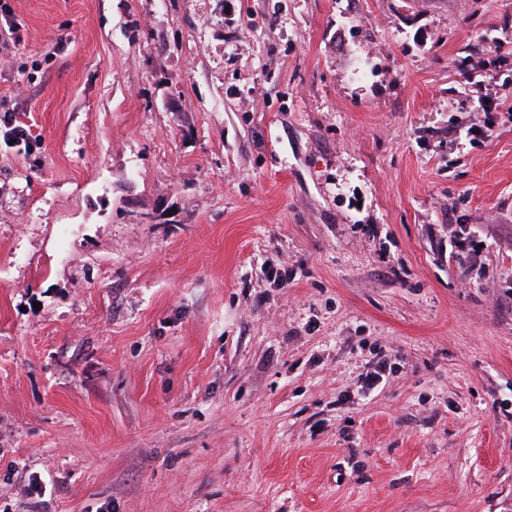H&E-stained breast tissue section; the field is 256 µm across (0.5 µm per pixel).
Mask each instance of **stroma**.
<instances>
[{"label": "stroma", "instance_id": "1", "mask_svg": "<svg viewBox=\"0 0 512 512\" xmlns=\"http://www.w3.org/2000/svg\"><path fill=\"white\" fill-rule=\"evenodd\" d=\"M0 6V512H512V0Z\"/></svg>", "mask_w": 512, "mask_h": 512}]
</instances>
